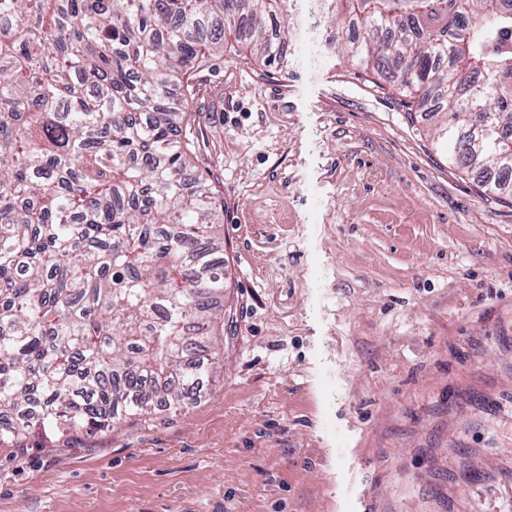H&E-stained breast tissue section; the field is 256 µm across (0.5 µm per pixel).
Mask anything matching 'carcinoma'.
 <instances>
[{
    "instance_id": "cac0c4a2",
    "label": "carcinoma",
    "mask_w": 512,
    "mask_h": 512,
    "mask_svg": "<svg viewBox=\"0 0 512 512\" xmlns=\"http://www.w3.org/2000/svg\"><path fill=\"white\" fill-rule=\"evenodd\" d=\"M292 0H0V448L181 408L224 363L223 208L190 185L194 77L284 65ZM333 50L512 198V0H325ZM180 90L179 106L167 104Z\"/></svg>"
}]
</instances>
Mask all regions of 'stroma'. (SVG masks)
Listing matches in <instances>:
<instances>
[{"instance_id":"35a3bbf8","label":"stroma","mask_w":512,"mask_h":512,"mask_svg":"<svg viewBox=\"0 0 512 512\" xmlns=\"http://www.w3.org/2000/svg\"><path fill=\"white\" fill-rule=\"evenodd\" d=\"M225 53L192 104L224 366L176 412L0 448V512H512V201L331 51Z\"/></svg>"}]
</instances>
